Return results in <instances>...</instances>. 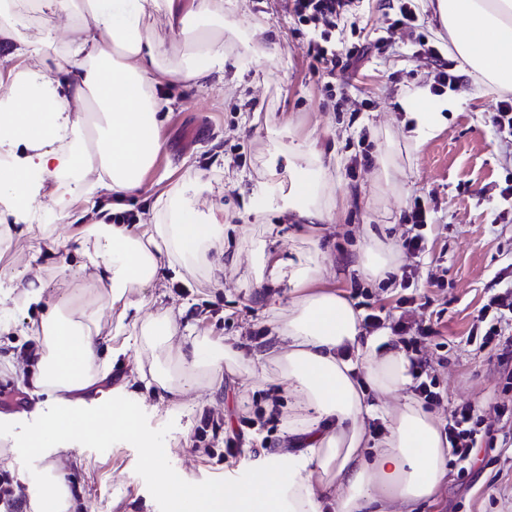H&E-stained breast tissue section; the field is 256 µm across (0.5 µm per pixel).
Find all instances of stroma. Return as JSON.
<instances>
[{"mask_svg":"<svg viewBox=\"0 0 512 512\" xmlns=\"http://www.w3.org/2000/svg\"><path fill=\"white\" fill-rule=\"evenodd\" d=\"M410 3L417 14L413 30L390 28L397 0H363L357 15L339 22L336 43H367L371 49L338 77L333 96L325 95L324 79L306 55L309 32L286 10L285 0H238L233 14L239 29L261 30L264 42L275 47L273 57L258 53L246 59L245 48L228 33L223 82L201 86L176 79L164 85L170 104L159 129L162 151L142 191L121 200L120 210L144 220L157 197L170 193L180 196L197 221L222 216L224 267L169 272L151 286L132 289L130 297L142 301L144 320L174 310L180 332L165 352L170 363L194 339L233 345L244 360L221 365L213 380L171 402L162 400L159 387L138 389V437H85L71 449L46 447L36 454L27 447L29 433L46 424L57 402L30 382L29 327L42 304L26 302L16 284L21 276L40 273L42 303H55L67 294L84 296L96 283L64 243L72 226L56 224L53 213H35V221L56 226L58 242L48 246L28 241L20 225L11 224L8 241L0 245L1 480L39 488L48 467L56 465L67 474L70 512H173L159 469L194 484L227 487L281 453L280 432L251 431L241 454L225 458L223 433L251 415L263 393L285 394L276 366L253 357L274 346L270 308L287 307L297 291L285 278L258 280L253 255L260 251L295 263L313 235L320 285L355 306L382 307L395 317L404 312L436 329L435 340L422 350L443 395L435 414L444 420L450 407L471 403L483 417L484 435L466 475L449 466L421 512H512V383L495 355L469 341L481 307L512 279V221L498 217L506 207L502 190L512 178V142L501 140L489 121L498 97L483 95L459 74L430 0ZM422 37L438 49L439 62L422 50ZM441 69L456 78L447 94L463 95V102L442 112L440 130L402 157L391 187L380 189L376 175L386 134L412 142L406 97L415 87H431ZM299 150L318 153L329 174L324 194L331 209L315 230L282 209ZM271 166L279 173L275 184L266 178ZM417 198L433 222L425 229L428 254L401 259L415 272L418 306L407 312L399 303L403 288L369 280L357 259L367 235L401 239L407 227L400 216ZM258 200L264 204L259 211ZM63 266L71 281L59 277ZM156 356L147 345L133 346L114 361L101 385L84 392L86 404L135 377ZM206 415L220 431L201 438L197 432ZM153 441L167 447L156 466L147 460L146 446Z\"/></svg>","mask_w":512,"mask_h":512,"instance_id":"obj_1","label":"stroma"}]
</instances>
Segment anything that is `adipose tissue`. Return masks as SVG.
<instances>
[{
    "instance_id": "adipose-tissue-1",
    "label": "adipose tissue",
    "mask_w": 512,
    "mask_h": 512,
    "mask_svg": "<svg viewBox=\"0 0 512 512\" xmlns=\"http://www.w3.org/2000/svg\"><path fill=\"white\" fill-rule=\"evenodd\" d=\"M10 2L14 12L35 13L49 38L34 48L18 40L11 23H0V41L13 42L16 61L0 71V128L29 151L0 170V189L14 192L29 213L55 207L57 222L73 226L68 241L92 269L101 301L116 309L120 336L101 338L81 305H43L30 327L38 355L33 384L59 405L47 428L30 433L28 446L68 448L105 427L135 436L140 407L126 392L112 389L93 410L77 407L72 396L105 379L127 354L129 325H140L148 345L177 336L172 312L140 322L142 305L126 290L156 282L163 267L206 262L211 250L223 249L224 226L214 215L198 223L171 195L156 202L163 218L140 224H84L75 205L83 196L139 192L161 150L159 90L175 76L199 82L224 74V0ZM434 11L462 73L480 90L512 92V0H435ZM159 13L174 42L192 43L190 54L175 56L153 39L149 21ZM61 16L72 34L59 46L50 35ZM53 68L62 80L45 78ZM85 127L93 131L92 149L52 147ZM285 201L308 224L326 219L318 183L294 177ZM358 263L367 277L387 279L399 263L394 240L371 237ZM318 273L313 247L290 271L297 296L269 320L276 343L267 358L293 399L283 430L288 452L232 490L197 488L163 473L177 512H323L328 504L334 512H418L433 498L448 470L440 418L411 396L388 406L412 382L406 355L390 345L387 330L365 334L343 295L316 288ZM375 417L387 423L377 439L366 429Z\"/></svg>"
}]
</instances>
